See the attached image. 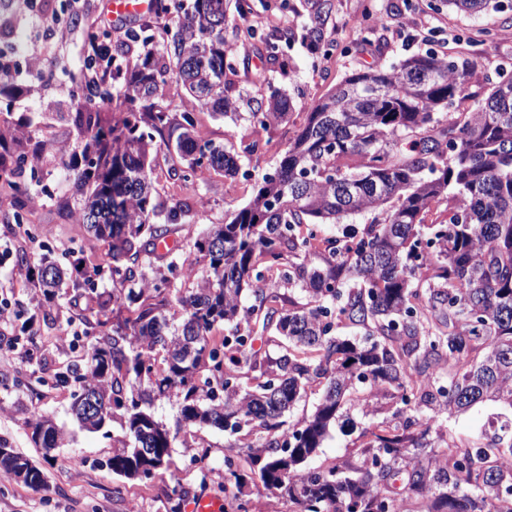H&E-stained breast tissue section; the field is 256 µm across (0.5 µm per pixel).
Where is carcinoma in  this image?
Returning <instances> with one entry per match:
<instances>
[{
	"label": "carcinoma",
	"instance_id": "cac0c4a2",
	"mask_svg": "<svg viewBox=\"0 0 512 512\" xmlns=\"http://www.w3.org/2000/svg\"><path fill=\"white\" fill-rule=\"evenodd\" d=\"M225 2L160 0V13L112 46V75L76 81L78 180L87 187L78 216L112 243L110 261L81 262L77 281L46 255L34 266L16 256L33 268L32 287L46 303L107 275L123 285L80 314L90 327L105 324L110 303L128 312L91 344L89 371H73L74 418L89 432L120 418L124 441L108 466L126 478L163 469L186 423L232 436L260 427V446L225 448L224 498L236 501L234 512H249L237 495L249 478L296 512H394L404 499L418 512H512V418L480 443L428 438L442 414L486 401L512 410V70L497 65L473 91L476 59L428 51L346 75L308 112L251 201L195 242L205 274L182 296L165 273L139 269L178 215L156 202L154 150L165 146L184 180L203 170L235 175L241 166L225 145L197 135L190 113L173 118L167 88L218 119L262 127L294 107L269 80L268 93L255 95L235 80ZM447 2L469 14L500 8L495 0ZM333 9V0H308L302 41L315 58ZM162 16L175 23L166 39L156 27ZM246 36L259 38L280 75L293 71L281 50L285 34L248 25ZM114 99L120 117L107 127L92 102ZM33 140L16 136L0 156V182L18 192L22 174L36 176ZM364 214L373 218L361 236L329 238L319 263L305 262L318 226ZM286 284L306 292L308 304L285 300ZM174 303L184 310L177 326L166 315ZM337 321L360 336L333 335ZM221 327L224 335H213ZM257 327L276 332L266 341L277 356L254 351ZM320 379L310 418L288 425L301 391ZM143 383L149 392L139 391ZM171 395L180 406L174 430L150 410L154 398ZM379 397L390 416L363 429L356 459L309 466L346 405L374 416ZM91 398L106 414L87 413ZM30 427L47 451L65 441L46 417ZM0 472L32 487L46 482L14 450L0 456Z\"/></svg>",
	"mask_w": 512,
	"mask_h": 512
}]
</instances>
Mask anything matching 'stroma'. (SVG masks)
<instances>
[{
  "label": "stroma",
  "mask_w": 512,
  "mask_h": 512,
  "mask_svg": "<svg viewBox=\"0 0 512 512\" xmlns=\"http://www.w3.org/2000/svg\"><path fill=\"white\" fill-rule=\"evenodd\" d=\"M110 0H81L83 20L67 43L42 36L40 28L28 24L19 0H0V26L19 28L16 60L27 62L38 56L40 67L50 72L47 81L35 83L24 98L0 95V129L18 128L35 132L43 145L39 163L40 182H29L26 195L16 196L0 185V251L9 255L0 264V297L8 300L13 320L0 326V439L44 469V486L34 488L14 477L0 482V512H126L129 501H137L140 512H169L167 495L177 485L195 495L223 500L224 431L211 426L193 429L191 447L175 441L168 469L151 478L128 479L112 473L107 462L113 440L121 436L119 422L99 432L80 430L70 415L72 384L57 382L59 374L73 365H86L89 345L111 332V325L86 328L76 316L84 301L62 294L51 304L37 305L15 256L26 252L37 259L49 255L63 267L89 256L105 258L110 245L88 233L77 223L74 210L79 198L71 185L74 173L64 171L60 160L64 149L74 146L79 133L70 115L76 106L67 87L80 76L85 31L106 18ZM263 31L299 29L307 12L305 0H253ZM379 20L376 40H360L364 13ZM325 54L310 58L301 41L286 53L294 71L274 82L295 104L286 122L268 129L247 122L218 120L197 106L191 96L176 97L174 115L191 112L198 135L226 145L238 156L249 177L229 178L214 171L204 182H183L171 172L172 163L158 154L154 167L156 201L163 208L179 207L178 223L170 225L169 238L175 248L176 270L170 280L178 290L195 288L202 273L193 261V244L210 225L224 223L244 207L253 194L256 178L274 170L289 143L307 121L310 108L351 71L383 62L391 65L427 49L445 52L459 49L493 65L512 62V10H489L464 14L449 9L446 0H335L327 23ZM227 54L235 62L238 80L249 92L262 87L269 66L257 48L242 50L234 35L226 37ZM265 144L262 157H251L248 147L254 138ZM23 209L26 218L15 223L13 213ZM192 275H185V268ZM498 408L491 403L441 419L442 432L453 437H472L486 427ZM52 418L68 439L61 447L45 450L31 439L30 423L39 417ZM370 423L360 409H344L321 448L317 463L329 464L356 457L361 433Z\"/></svg>",
  "instance_id": "obj_1"
}]
</instances>
